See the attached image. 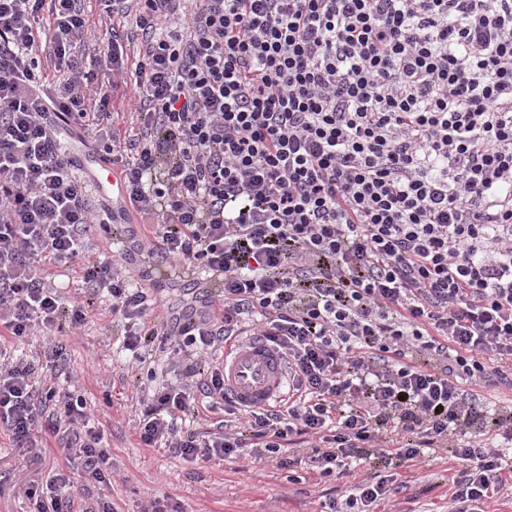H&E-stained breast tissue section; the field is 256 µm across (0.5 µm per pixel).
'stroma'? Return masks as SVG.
<instances>
[{
  "label": "stroma",
  "instance_id": "1",
  "mask_svg": "<svg viewBox=\"0 0 512 512\" xmlns=\"http://www.w3.org/2000/svg\"><path fill=\"white\" fill-rule=\"evenodd\" d=\"M81 6L89 23L78 52L97 57L118 33L129 39L130 62L138 61L142 38L131 18H115L108 27L99 20L97 0H81ZM94 314L83 335L56 328L51 335L66 345L75 392L93 410L111 450L116 471L108 495L118 512H141L153 497L170 512H323L341 486L336 478L300 467L256 468L244 456L198 466L166 449L145 447L138 435L139 388L173 385L181 369L167 351H150L142 363L133 360L106 299L97 301ZM64 463L54 438L43 436L36 447L20 448L0 430V512H30L48 475ZM461 467L446 451L419 467L375 462L374 471L396 476L389 500L376 512H448L451 478Z\"/></svg>",
  "mask_w": 512,
  "mask_h": 512
}]
</instances>
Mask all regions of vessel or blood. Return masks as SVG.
<instances>
[{
    "instance_id": "obj_1",
    "label": "vessel or blood",
    "mask_w": 512,
    "mask_h": 512,
    "mask_svg": "<svg viewBox=\"0 0 512 512\" xmlns=\"http://www.w3.org/2000/svg\"><path fill=\"white\" fill-rule=\"evenodd\" d=\"M87 164L96 170L92 179L94 188L109 197L113 206L128 210L127 193L120 169L112 167L104 171L97 170V161L92 157L88 158ZM192 279L196 287L191 302L177 315L182 323L191 322L213 309L206 275L197 272ZM288 390L287 366L275 348L254 341L225 353L224 392L236 406L247 409L266 408L286 400Z\"/></svg>"
}]
</instances>
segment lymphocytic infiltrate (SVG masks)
Here are the masks:
<instances>
[{
	"label": "lymphocytic infiltrate",
	"mask_w": 512,
	"mask_h": 512,
	"mask_svg": "<svg viewBox=\"0 0 512 512\" xmlns=\"http://www.w3.org/2000/svg\"><path fill=\"white\" fill-rule=\"evenodd\" d=\"M136 0L138 134L111 145V94L71 63L88 20L78 0H0V338L85 329L100 291L133 352L174 346L178 386L143 393L141 443L199 464L248 448L352 477L329 512H375L390 477L371 458L425 451L465 461L450 512H483L512 472L482 436L500 420L478 395L512 359V0ZM52 21L37 29L43 3ZM59 60L58 87L35 73ZM69 136L117 166L145 219L139 246L175 268L220 272L214 314L176 329L127 285L113 256L88 259L91 210ZM79 263L64 300L46 266ZM259 338L293 393L269 409L224 403L217 360ZM0 361V430L45 431L66 466L35 512H74L71 476L109 488L114 467L85 400ZM221 410L207 434L178 427Z\"/></svg>",
	"instance_id": "f902f5d3"
}]
</instances>
